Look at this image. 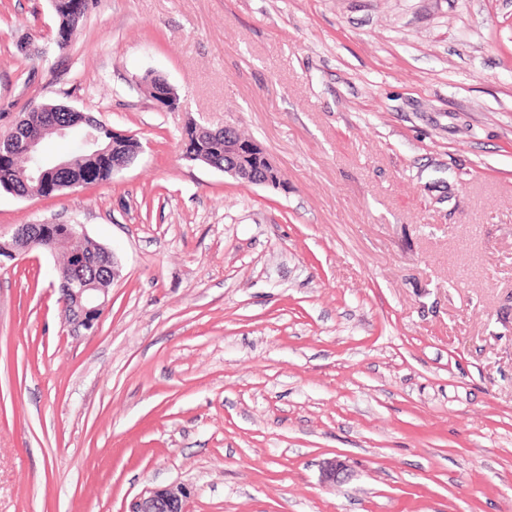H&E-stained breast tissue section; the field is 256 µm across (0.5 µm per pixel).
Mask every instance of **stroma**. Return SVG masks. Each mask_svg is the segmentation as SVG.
Returning <instances> with one entry per match:
<instances>
[{
    "mask_svg": "<svg viewBox=\"0 0 512 512\" xmlns=\"http://www.w3.org/2000/svg\"><path fill=\"white\" fill-rule=\"evenodd\" d=\"M53 27L0 0V132L64 103L142 149L0 190V238L79 224L120 271L74 335L60 253L0 257V512L171 483L185 512H512V0H91L71 46ZM191 119L284 185L187 159Z\"/></svg>",
    "mask_w": 512,
    "mask_h": 512,
    "instance_id": "35a3bbf8",
    "label": "stroma"
}]
</instances>
